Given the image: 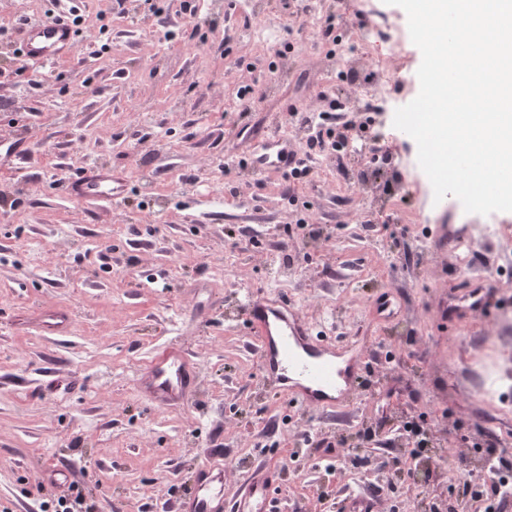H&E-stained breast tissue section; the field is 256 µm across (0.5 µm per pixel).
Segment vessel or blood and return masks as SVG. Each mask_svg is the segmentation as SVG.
I'll use <instances>...</instances> for the list:
<instances>
[{"label":"vessel or blood","instance_id":"vessel-or-blood-1","mask_svg":"<svg viewBox=\"0 0 512 512\" xmlns=\"http://www.w3.org/2000/svg\"><path fill=\"white\" fill-rule=\"evenodd\" d=\"M75 43L70 22L57 17L30 20L22 29L18 55L22 63L42 67L73 50ZM121 189L115 171L94 165L64 184L67 196L105 204ZM245 316L256 329L260 365L272 386L290 393L301 406L326 413L354 400L356 367L341 361L343 343L318 331L293 300L258 294L249 300ZM197 380L195 362L182 346L170 344L137 374L136 385L151 405L184 406ZM228 471V465L204 456L176 512H276V470L255 467L237 485L229 484Z\"/></svg>","mask_w":512,"mask_h":512}]
</instances>
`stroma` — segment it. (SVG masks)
<instances>
[{
	"instance_id": "stroma-1",
	"label": "stroma",
	"mask_w": 512,
	"mask_h": 512,
	"mask_svg": "<svg viewBox=\"0 0 512 512\" xmlns=\"http://www.w3.org/2000/svg\"><path fill=\"white\" fill-rule=\"evenodd\" d=\"M222 2L216 17L185 0H67L81 18L77 47L34 79L16 71L18 20L53 0H0V512L57 498L42 476L54 462L73 467L82 512H174L209 448L233 483L255 465L277 468L280 512H341L349 496L393 492L356 463H320L316 441L353 443L370 429L386 453L415 420L459 448H512V386L488 403L472 362L488 337L512 342V270L483 239L469 265L456 262L457 241L486 218L455 197L435 201L392 113H340L362 125V144L340 157L313 151L310 185L253 164L270 123L301 150L316 131L293 132L296 113L358 95L368 74L346 80L343 60L368 11L405 39L394 98L417 96L422 56L404 10L317 0L319 22L336 27L324 43L289 0H262L258 14L249 0ZM226 26L284 35L226 42ZM246 84L253 93L238 98ZM369 140L389 163L364 149ZM15 141L30 144L26 162L7 154ZM93 164L125 185L111 208L60 189ZM359 166L385 208L359 193ZM282 266L284 288L272 278ZM471 281L494 293L479 316L463 301ZM257 294L293 299L361 351L364 388L343 413L302 408L265 383L244 315ZM382 295L394 315L377 311ZM169 343L199 368L186 408L150 405L135 385ZM51 374L86 386L41 392Z\"/></svg>"
}]
</instances>
